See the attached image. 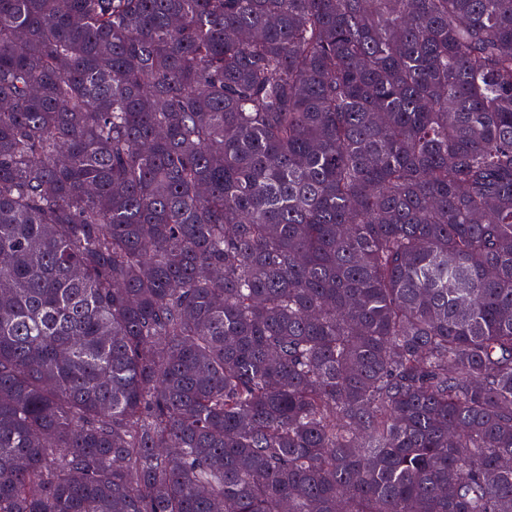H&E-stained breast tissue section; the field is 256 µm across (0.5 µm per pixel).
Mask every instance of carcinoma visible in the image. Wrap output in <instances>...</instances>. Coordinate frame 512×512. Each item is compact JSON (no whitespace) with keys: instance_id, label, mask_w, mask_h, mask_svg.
Here are the masks:
<instances>
[{"instance_id":"cac0c4a2","label":"carcinoma","mask_w":512,"mask_h":512,"mask_svg":"<svg viewBox=\"0 0 512 512\" xmlns=\"http://www.w3.org/2000/svg\"><path fill=\"white\" fill-rule=\"evenodd\" d=\"M0 512H512V0H0Z\"/></svg>"}]
</instances>
